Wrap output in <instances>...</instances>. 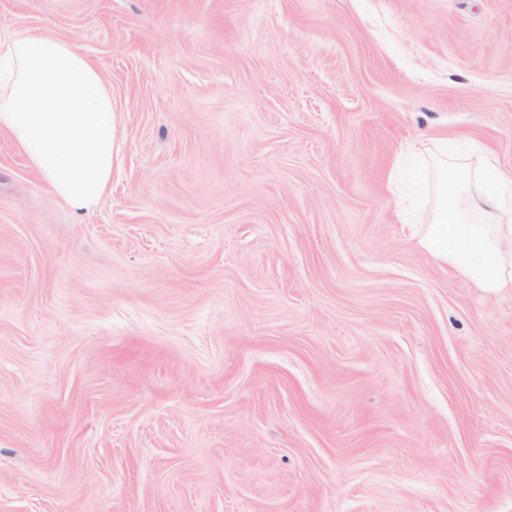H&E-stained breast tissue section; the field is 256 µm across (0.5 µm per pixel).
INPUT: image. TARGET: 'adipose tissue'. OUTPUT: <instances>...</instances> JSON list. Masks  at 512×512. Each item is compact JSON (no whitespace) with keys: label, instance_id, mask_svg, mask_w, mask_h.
I'll return each instance as SVG.
<instances>
[{"label":"adipose tissue","instance_id":"1","mask_svg":"<svg viewBox=\"0 0 512 512\" xmlns=\"http://www.w3.org/2000/svg\"><path fill=\"white\" fill-rule=\"evenodd\" d=\"M0 132L51 195L85 215L98 210L112 184V91L71 41L0 36Z\"/></svg>","mask_w":512,"mask_h":512}]
</instances>
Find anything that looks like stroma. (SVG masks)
Instances as JSON below:
<instances>
[{
	"label": "stroma",
	"mask_w": 512,
	"mask_h": 512,
	"mask_svg": "<svg viewBox=\"0 0 512 512\" xmlns=\"http://www.w3.org/2000/svg\"><path fill=\"white\" fill-rule=\"evenodd\" d=\"M112 89L91 216L0 134V512H512V284L403 224L512 172V0H0Z\"/></svg>",
	"instance_id": "stroma-1"
}]
</instances>
